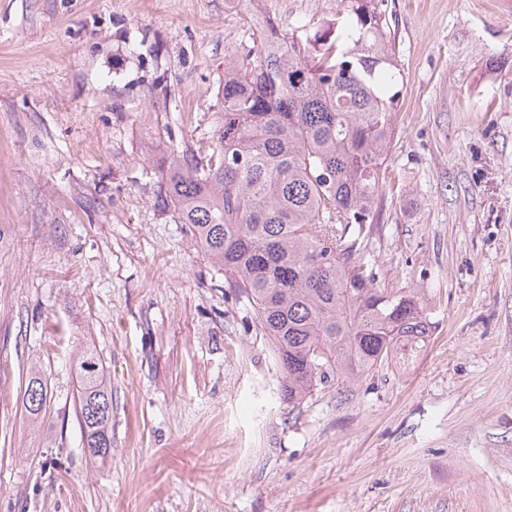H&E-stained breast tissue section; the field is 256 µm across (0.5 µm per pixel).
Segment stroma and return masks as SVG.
Returning a JSON list of instances; mask_svg holds the SVG:
<instances>
[{"label": "stroma", "mask_w": 512, "mask_h": 512, "mask_svg": "<svg viewBox=\"0 0 512 512\" xmlns=\"http://www.w3.org/2000/svg\"><path fill=\"white\" fill-rule=\"evenodd\" d=\"M224 2L0 0V512H512V0H380L403 89L368 248L434 328L293 407L252 306L163 204L155 144L209 149L255 8L294 27L346 4ZM83 346L112 388L97 465ZM76 408L85 455L91 460L112 454V391L103 380V366L96 351L87 348L77 355ZM46 390L37 372H31L24 391L23 406L31 420H35L46 406Z\"/></svg>", "instance_id": "1"}]
</instances>
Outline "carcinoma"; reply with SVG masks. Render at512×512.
<instances>
[{
    "instance_id": "cac0c4a2",
    "label": "carcinoma",
    "mask_w": 512,
    "mask_h": 512,
    "mask_svg": "<svg viewBox=\"0 0 512 512\" xmlns=\"http://www.w3.org/2000/svg\"><path fill=\"white\" fill-rule=\"evenodd\" d=\"M349 19L288 30L250 26L247 54H224L222 107L208 153L163 148L167 203L199 248L254 308L272 343L284 397L355 384L416 356L432 322L409 291L377 284L368 250L385 150L401 89L392 33L375 0H347ZM85 455L112 454V391L98 353L77 355ZM46 390L30 373L35 420Z\"/></svg>"
}]
</instances>
